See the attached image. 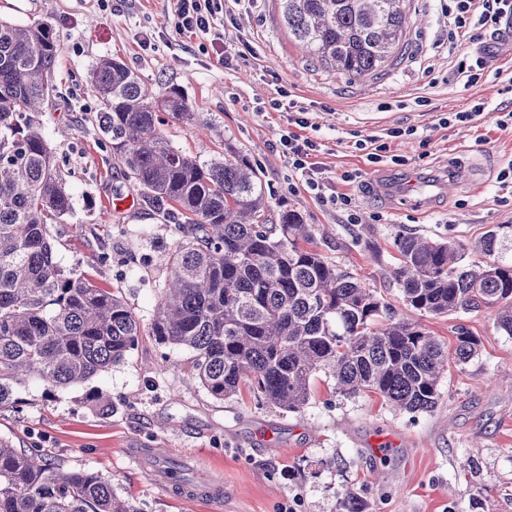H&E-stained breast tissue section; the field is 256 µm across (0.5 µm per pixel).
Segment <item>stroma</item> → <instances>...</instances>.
<instances>
[{"label":"stroma","mask_w":512,"mask_h":512,"mask_svg":"<svg viewBox=\"0 0 512 512\" xmlns=\"http://www.w3.org/2000/svg\"><path fill=\"white\" fill-rule=\"evenodd\" d=\"M172 7L171 0H0V19L45 21L61 37L56 95L39 116L73 203L49 227L56 261L64 273L118 289L141 324L134 349L102 375L65 389L36 381L19 388L16 407L0 410V438L43 448L63 469L98 473L138 512H345L352 496L366 512H512V336L490 310L421 316L448 344L461 327L480 341L477 358L449 365L429 412L398 409L374 393L341 395L322 374L298 413L246 389L218 400L191 379V353L159 344L150 329L168 275L161 257L175 245L172 219L142 204L100 146L92 121L100 103L86 82L99 60L112 57L153 92L178 88L196 119L166 120L173 144L204 159L221 157L228 145L243 150L261 173L269 218L300 212L320 252L404 316L393 279L400 236L467 247L492 226L512 225V188L497 179L512 160V127L490 117L448 127L436 120L478 99L512 104L493 77L512 73V37L482 38L492 75L464 86L455 57L436 43L434 0H408L403 56L351 81L299 52L277 0L225 16L227 42L252 46L228 67L195 35L175 33ZM278 85L307 107L304 134L320 145L315 160L329 191L355 199L357 223L306 192L289 167L279 144L288 114L268 105ZM420 97L428 105H417ZM199 119L213 126L203 140L194 132ZM409 125L416 134L388 142L404 165L365 162L358 141ZM347 173L352 181H344ZM381 439L383 456L373 452ZM130 448L157 449L184 485L155 484L131 463ZM207 475L224 480L221 508L192 497L191 486Z\"/></svg>","instance_id":"stroma-1"}]
</instances>
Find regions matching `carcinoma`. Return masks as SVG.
<instances>
[{
	"mask_svg": "<svg viewBox=\"0 0 512 512\" xmlns=\"http://www.w3.org/2000/svg\"><path fill=\"white\" fill-rule=\"evenodd\" d=\"M288 35L311 59L350 80L396 62L407 45L405 0H279ZM60 43L51 25L0 21V410L36 379L64 389L125 359L140 323L119 291L64 274L47 225L71 211L65 180L38 116L55 90ZM89 83L95 123L112 161L143 202L188 214L163 262L168 279L151 324L160 344L192 353V378L219 400L247 384L263 402L298 413L314 377L344 395L374 392L409 412L432 410L448 360L466 364L478 340L461 328L454 355L419 322L399 316L353 273L314 245L294 210L268 223L260 172L233 149L203 160L174 147L157 111L193 113L172 87L157 96L116 59ZM395 280L407 307L443 317L491 308L512 336V225L472 246L403 236ZM0 512H137L88 470H62L41 448L0 439Z\"/></svg>",
	"mask_w": 512,
	"mask_h": 512,
	"instance_id": "obj_1",
	"label": "carcinoma"
}]
</instances>
